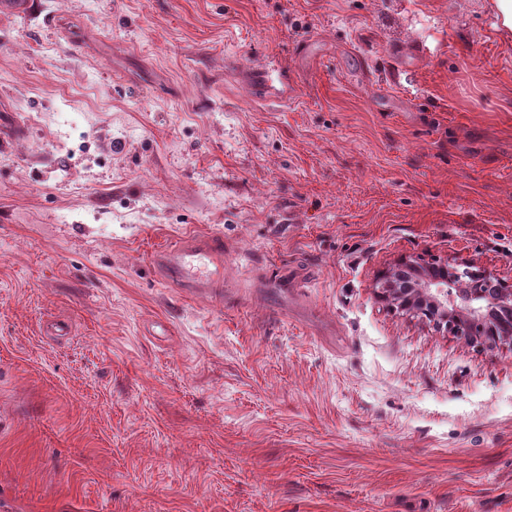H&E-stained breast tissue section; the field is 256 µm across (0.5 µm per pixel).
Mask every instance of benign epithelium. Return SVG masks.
<instances>
[{
    "label": "benign epithelium",
    "instance_id": "1",
    "mask_svg": "<svg viewBox=\"0 0 512 512\" xmlns=\"http://www.w3.org/2000/svg\"><path fill=\"white\" fill-rule=\"evenodd\" d=\"M392 310L423 316L482 347L512 346V287L468 263H427L402 258L376 283Z\"/></svg>",
    "mask_w": 512,
    "mask_h": 512
}]
</instances>
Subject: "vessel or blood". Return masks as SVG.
<instances>
[{
    "label": "vessel or blood",
    "instance_id": "vessel-or-blood-1",
    "mask_svg": "<svg viewBox=\"0 0 512 512\" xmlns=\"http://www.w3.org/2000/svg\"><path fill=\"white\" fill-rule=\"evenodd\" d=\"M167 282L189 293H213L224 286V242L216 238L184 240L154 256Z\"/></svg>",
    "mask_w": 512,
    "mask_h": 512
}]
</instances>
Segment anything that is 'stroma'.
<instances>
[{"label": "stroma", "instance_id": "35a3bbf8", "mask_svg": "<svg viewBox=\"0 0 512 512\" xmlns=\"http://www.w3.org/2000/svg\"><path fill=\"white\" fill-rule=\"evenodd\" d=\"M38 2L0 19V512H512V348L375 294L512 284L491 0ZM210 233L222 295L155 273Z\"/></svg>", "mask_w": 512, "mask_h": 512}]
</instances>
